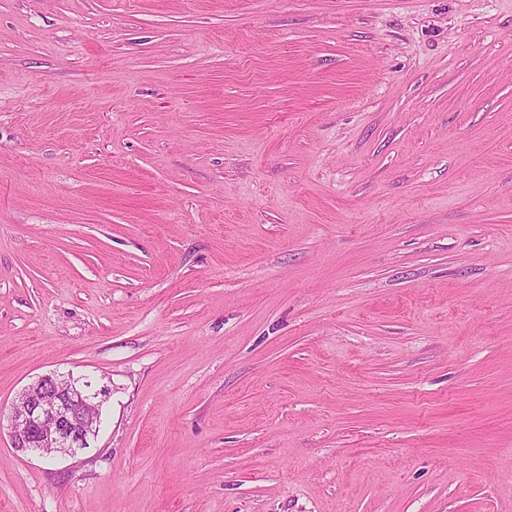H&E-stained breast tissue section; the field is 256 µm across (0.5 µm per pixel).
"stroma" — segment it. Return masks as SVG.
Wrapping results in <instances>:
<instances>
[{
	"instance_id": "stroma-1",
	"label": "stroma",
	"mask_w": 512,
	"mask_h": 512,
	"mask_svg": "<svg viewBox=\"0 0 512 512\" xmlns=\"http://www.w3.org/2000/svg\"><path fill=\"white\" fill-rule=\"evenodd\" d=\"M0 512H512V0H0ZM57 382L64 389H57ZM88 383L80 386L69 376L50 373L24 388L10 407L12 447L41 456L89 447L100 427L102 391L91 392Z\"/></svg>"
}]
</instances>
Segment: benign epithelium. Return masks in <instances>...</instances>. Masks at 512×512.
<instances>
[{
	"label": "benign epithelium",
	"instance_id": "benign-epithelium-1",
	"mask_svg": "<svg viewBox=\"0 0 512 512\" xmlns=\"http://www.w3.org/2000/svg\"><path fill=\"white\" fill-rule=\"evenodd\" d=\"M99 393L90 384L50 373L23 389L9 413L12 447L38 455L74 454L89 447L101 422Z\"/></svg>",
	"mask_w": 512,
	"mask_h": 512
}]
</instances>
